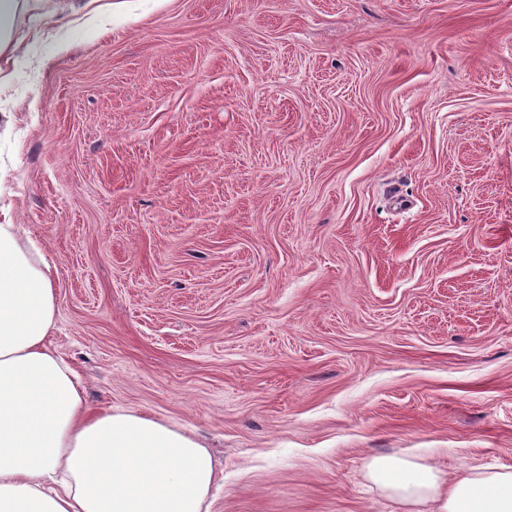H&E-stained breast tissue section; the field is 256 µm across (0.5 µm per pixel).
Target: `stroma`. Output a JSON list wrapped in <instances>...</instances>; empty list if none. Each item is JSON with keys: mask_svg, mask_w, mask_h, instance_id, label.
<instances>
[{"mask_svg": "<svg viewBox=\"0 0 512 512\" xmlns=\"http://www.w3.org/2000/svg\"><path fill=\"white\" fill-rule=\"evenodd\" d=\"M55 2L0 66V206L86 404L196 434L211 512L512 466V0Z\"/></svg>", "mask_w": 512, "mask_h": 512, "instance_id": "1", "label": "stroma"}]
</instances>
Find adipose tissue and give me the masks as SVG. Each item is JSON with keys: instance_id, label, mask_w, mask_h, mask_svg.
I'll list each match as a JSON object with an SVG mask.
<instances>
[{"instance_id": "1", "label": "adipose tissue", "mask_w": 512, "mask_h": 512, "mask_svg": "<svg viewBox=\"0 0 512 512\" xmlns=\"http://www.w3.org/2000/svg\"><path fill=\"white\" fill-rule=\"evenodd\" d=\"M51 266L0 208V512H210L217 476L193 434L122 409H90L51 347ZM373 481L426 512H512V467L449 476L375 460Z\"/></svg>"}]
</instances>
